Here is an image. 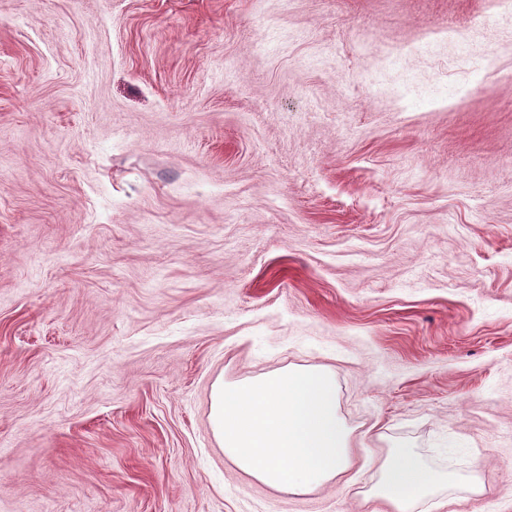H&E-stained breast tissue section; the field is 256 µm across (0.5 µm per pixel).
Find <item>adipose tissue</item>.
<instances>
[{
    "label": "adipose tissue",
    "instance_id": "adipose-tissue-1",
    "mask_svg": "<svg viewBox=\"0 0 512 512\" xmlns=\"http://www.w3.org/2000/svg\"><path fill=\"white\" fill-rule=\"evenodd\" d=\"M211 421L225 455L276 491L299 495L336 480L353 466L349 430L337 411L331 374L286 369L241 384L216 383ZM451 476L427 468L412 449H389L380 458L370 496L391 512H413L419 499Z\"/></svg>",
    "mask_w": 512,
    "mask_h": 512
}]
</instances>
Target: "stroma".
<instances>
[{"instance_id": "1", "label": "stroma", "mask_w": 512, "mask_h": 512, "mask_svg": "<svg viewBox=\"0 0 512 512\" xmlns=\"http://www.w3.org/2000/svg\"><path fill=\"white\" fill-rule=\"evenodd\" d=\"M330 370L352 484L238 469L217 380ZM512 512V14L0 0V512ZM453 482L451 476L427 468L411 448H390L378 462L377 480L368 497L384 502L392 512H413L420 498Z\"/></svg>"}]
</instances>
